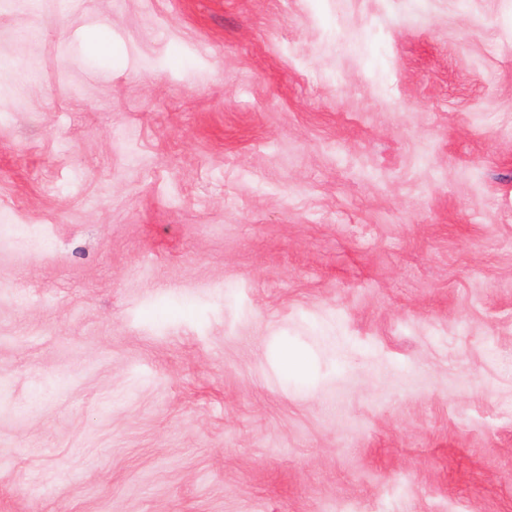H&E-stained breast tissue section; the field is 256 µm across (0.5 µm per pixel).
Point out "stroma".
Here are the masks:
<instances>
[{
  "instance_id": "35a3bbf8",
  "label": "stroma",
  "mask_w": 512,
  "mask_h": 512,
  "mask_svg": "<svg viewBox=\"0 0 512 512\" xmlns=\"http://www.w3.org/2000/svg\"><path fill=\"white\" fill-rule=\"evenodd\" d=\"M344 503L512 512V0H0V512Z\"/></svg>"
}]
</instances>
